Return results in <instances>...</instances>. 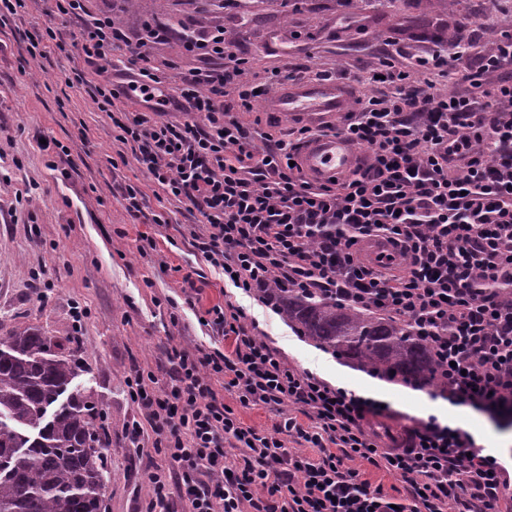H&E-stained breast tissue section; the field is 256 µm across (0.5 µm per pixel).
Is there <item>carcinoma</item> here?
I'll use <instances>...</instances> for the list:
<instances>
[{"instance_id":"carcinoma-1","label":"carcinoma","mask_w":512,"mask_h":512,"mask_svg":"<svg viewBox=\"0 0 512 512\" xmlns=\"http://www.w3.org/2000/svg\"><path fill=\"white\" fill-rule=\"evenodd\" d=\"M273 292L298 335L337 359L405 385L433 383L426 339L384 316L292 288ZM72 338L24 327L0 334V512H100L109 479L97 405L75 384Z\"/></svg>"}]
</instances>
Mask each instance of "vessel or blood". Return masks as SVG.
I'll return each mask as SVG.
<instances>
[{"instance_id":"obj_1","label":"vessel or blood","mask_w":512,"mask_h":512,"mask_svg":"<svg viewBox=\"0 0 512 512\" xmlns=\"http://www.w3.org/2000/svg\"><path fill=\"white\" fill-rule=\"evenodd\" d=\"M266 108L320 124L351 111V89L342 82L286 84L269 99ZM357 147L344 135L321 137L303 145L296 161L309 176L325 179L350 173L356 166Z\"/></svg>"}]
</instances>
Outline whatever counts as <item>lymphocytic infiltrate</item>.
Here are the masks:
<instances>
[{"instance_id":"1","label":"lymphocytic infiltrate","mask_w":512,"mask_h":512,"mask_svg":"<svg viewBox=\"0 0 512 512\" xmlns=\"http://www.w3.org/2000/svg\"><path fill=\"white\" fill-rule=\"evenodd\" d=\"M54 2L56 15L80 22L73 46L102 75L91 96L117 141L152 185L199 214L189 235L225 281L249 296L275 285L387 315L428 336L437 397L512 424V32L466 74V94L408 82L411 70L464 61L465 32L415 56L407 71L381 58L373 72L393 96L357 100L336 127L363 150L362 167L314 184L292 166V146H257L225 109L229 94L248 110L286 79L275 70L259 86L243 83L247 60L223 29L183 39L203 64L169 91L144 48L174 27L145 23L134 42L111 16L89 15L85 0ZM122 48L127 85L141 88L146 105L129 120L120 107L127 85L111 77ZM373 236L395 246L401 274L361 259ZM206 314L230 353L173 345L165 387L151 371L126 379L155 436L145 512H448L452 504L498 512L512 500L505 467L462 425L431 416L383 445L366 427L380 401L289 366L244 308L216 304ZM239 406L276 410L284 423L258 431L236 415ZM302 442L316 456L299 454ZM366 464L401 478L405 502L364 479Z\"/></svg>"}]
</instances>
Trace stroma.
Returning <instances> with one entry per match:
<instances>
[{
  "instance_id": "obj_1",
  "label": "stroma",
  "mask_w": 512,
  "mask_h": 512,
  "mask_svg": "<svg viewBox=\"0 0 512 512\" xmlns=\"http://www.w3.org/2000/svg\"><path fill=\"white\" fill-rule=\"evenodd\" d=\"M86 6L95 15L112 14L132 38L154 17L187 24L197 19L194 0H165L160 13L150 0H86ZM53 7L52 0H33L26 14L0 29V331L33 326L58 338L79 335L87 369L79 382L101 409L110 439L111 478L101 512H140L148 492L139 448L127 436L141 414L127 395L126 376L137 368L157 370L171 342L228 352L223 337L199 322L202 309L215 304L244 307L257 333L298 370L387 402L397 415L373 420L380 434H401L405 416L437 414L439 401L429 389L382 380L336 360L296 336L273 306L224 284L189 244L186 234L198 217L183 204L149 194L147 211L161 215L164 225L134 222L120 188L131 182L149 193L151 184L131 158L120 156L112 123L86 85L72 83L77 70L95 81L92 69L76 52L37 64L27 60L28 33L49 23L69 40L78 32L75 20L51 19ZM483 14V0H292L285 11L272 0H224L206 24L223 28L247 58L243 81H261L278 69L310 82L322 71L366 100L391 94L388 84L369 79L381 55L409 68L414 54L460 27L472 36L470 55H484L494 32ZM146 54L172 84L197 65L176 38L149 45ZM224 105L260 144L292 142L300 126L260 102L246 111L230 95ZM44 139L65 146L68 158L41 150ZM52 159L58 162L53 170L47 166ZM142 233L157 244L144 256L137 250ZM161 254L170 265L163 273ZM191 271L196 278L185 283ZM194 286L201 290L196 310L185 302ZM44 287L52 290L45 305L37 299ZM78 308L85 311L79 322ZM459 422L512 475V428L499 431L479 414Z\"/></svg>"
}]
</instances>
